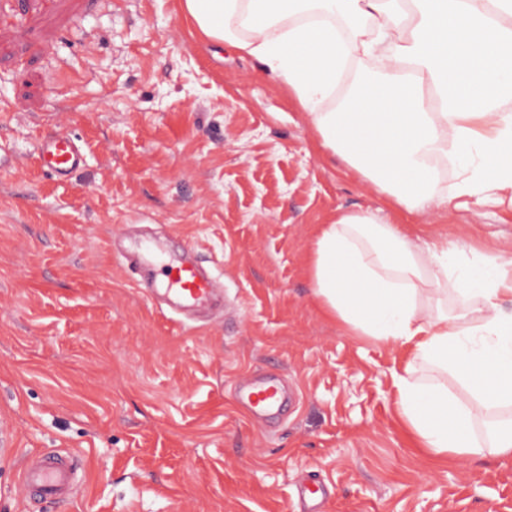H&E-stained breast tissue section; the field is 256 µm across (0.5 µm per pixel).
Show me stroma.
Listing matches in <instances>:
<instances>
[{
  "instance_id": "obj_1",
  "label": "stroma",
  "mask_w": 512,
  "mask_h": 512,
  "mask_svg": "<svg viewBox=\"0 0 512 512\" xmlns=\"http://www.w3.org/2000/svg\"><path fill=\"white\" fill-rule=\"evenodd\" d=\"M81 168L36 159L51 134ZM0 512H512V458L416 448L393 375L410 348L345 330L313 295L321 225L371 210L461 261L512 250V209L468 200L435 223L393 207L323 151L259 63L207 42L179 0H0ZM191 247L222 287L182 317L140 288ZM279 376L275 418L241 386ZM70 454L72 497L31 498L18 472ZM37 161L56 179L67 180L82 164V155L72 139L54 134L38 144Z\"/></svg>"
}]
</instances>
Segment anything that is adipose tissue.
Instances as JSON below:
<instances>
[{
    "mask_svg": "<svg viewBox=\"0 0 512 512\" xmlns=\"http://www.w3.org/2000/svg\"><path fill=\"white\" fill-rule=\"evenodd\" d=\"M210 42L269 71L324 149L396 206L454 199L512 207V0H182ZM372 60L333 108L342 76ZM454 163L452 190L442 168ZM447 241L411 238L370 211L323 225L313 293L348 330L411 345L397 409L435 458L512 457V424L481 440L476 412L512 407V251L448 273ZM470 305L449 308L455 294ZM456 389H449V382Z\"/></svg>",
    "mask_w": 512,
    "mask_h": 512,
    "instance_id": "adipose-tissue-1",
    "label": "adipose tissue"
}]
</instances>
